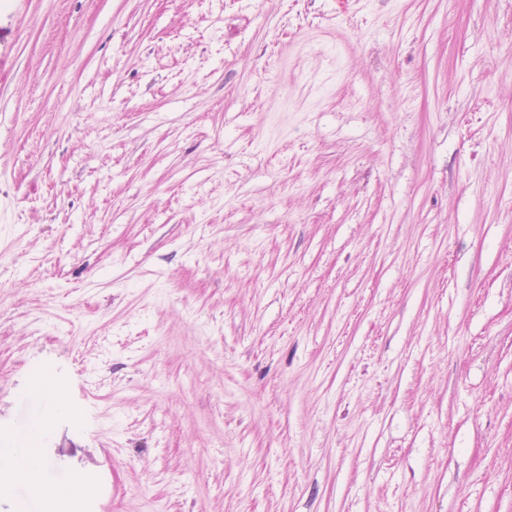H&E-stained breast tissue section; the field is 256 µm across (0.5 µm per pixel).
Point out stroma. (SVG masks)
<instances>
[{
  "mask_svg": "<svg viewBox=\"0 0 512 512\" xmlns=\"http://www.w3.org/2000/svg\"><path fill=\"white\" fill-rule=\"evenodd\" d=\"M55 512H512V0H0V441ZM37 434L36 427L24 426L16 431L8 444H1L0 496L9 495L17 484H24L42 511H49L47 505L76 495L75 487L83 481L79 474H74L55 486L45 483L43 458L39 448L35 447Z\"/></svg>",
  "mask_w": 512,
  "mask_h": 512,
  "instance_id": "35a3bbf8",
  "label": "stroma"
}]
</instances>
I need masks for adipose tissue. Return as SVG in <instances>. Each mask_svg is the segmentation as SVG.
Returning a JSON list of instances; mask_svg holds the SVG:
<instances>
[{
	"instance_id": "1",
	"label": "adipose tissue",
	"mask_w": 512,
	"mask_h": 512,
	"mask_svg": "<svg viewBox=\"0 0 512 512\" xmlns=\"http://www.w3.org/2000/svg\"><path fill=\"white\" fill-rule=\"evenodd\" d=\"M37 434V428L22 427L0 447V496L9 495L15 485L23 484L34 501L44 507L74 496L82 478L75 474L65 482L47 485L43 458L36 446Z\"/></svg>"
}]
</instances>
